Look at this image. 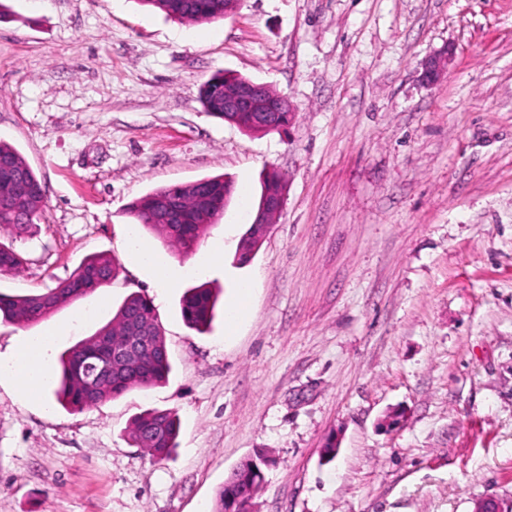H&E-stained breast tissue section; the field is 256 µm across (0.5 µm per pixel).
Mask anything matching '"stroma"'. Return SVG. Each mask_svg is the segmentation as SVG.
Here are the masks:
<instances>
[{"instance_id": "stroma-1", "label": "stroma", "mask_w": 512, "mask_h": 512, "mask_svg": "<svg viewBox=\"0 0 512 512\" xmlns=\"http://www.w3.org/2000/svg\"><path fill=\"white\" fill-rule=\"evenodd\" d=\"M224 72L288 97L289 127L251 134L207 112L199 87ZM0 139L45 189L15 241L30 262L0 272V292L54 287L93 253L122 265L35 326L1 320L0 359L28 336L62 353L141 294L173 366L78 412L53 384L28 402L1 380L0 512H210L260 453L255 512L512 502V0H238L210 23L138 0H0ZM271 169L283 209L237 263ZM218 175L234 193L190 255L127 212ZM133 236L178 270L174 286L158 287ZM204 282L220 295L200 333L180 298ZM149 408L181 421L161 460L125 434ZM452 60L453 51L449 47L429 58L423 66L421 73L422 81L426 84H434L437 82L442 72L451 65Z\"/></svg>"}]
</instances>
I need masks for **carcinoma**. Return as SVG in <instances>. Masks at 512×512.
Here are the masks:
<instances>
[{
    "label": "carcinoma",
    "instance_id": "1",
    "mask_svg": "<svg viewBox=\"0 0 512 512\" xmlns=\"http://www.w3.org/2000/svg\"><path fill=\"white\" fill-rule=\"evenodd\" d=\"M152 11L171 18L196 23L224 18L236 0H140ZM235 75H215L207 80L200 99L215 117L242 130L258 133L246 112L224 111V84ZM234 192L232 182L217 176L192 182L159 187L137 198L129 213L137 223L155 232L180 254L195 250L213 223L224 213ZM44 188L24 156L10 143L0 140V233L22 234L39 220ZM263 226L252 224L239 249L248 251L261 243ZM26 259L11 244L0 241V272H19ZM113 257L95 253L55 287L44 291L9 295L0 293V316L17 324L32 325L54 313L61 305L95 293L120 274ZM215 296L207 285L187 289L180 300L185 323L199 331L208 327ZM150 335L149 350L135 360L117 362L114 354L128 342ZM172 370L162 328L152 302L132 294L117 308L112 320L93 335L65 350L60 356L59 386L56 396L72 409L96 407L133 389L148 390L164 382ZM180 418L170 409H148L137 416L127 430L128 440L162 459L177 447ZM262 481L261 463L242 462L221 490L212 512H224V500L240 505L258 491Z\"/></svg>",
    "mask_w": 512,
    "mask_h": 512
}]
</instances>
